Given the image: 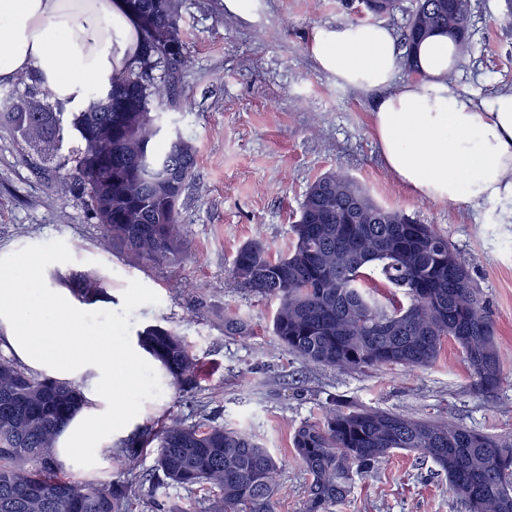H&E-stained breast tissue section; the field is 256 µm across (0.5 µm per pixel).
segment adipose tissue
<instances>
[{
  "instance_id": "ef3b65f1",
  "label": "adipose tissue",
  "mask_w": 512,
  "mask_h": 512,
  "mask_svg": "<svg viewBox=\"0 0 512 512\" xmlns=\"http://www.w3.org/2000/svg\"><path fill=\"white\" fill-rule=\"evenodd\" d=\"M0 79L36 73L69 111H81L88 83L108 85L139 51L136 21L121 0H0ZM309 50L337 81L381 92L373 131L388 170L411 193L439 203L512 201V90L483 104L448 77L451 38L417 48L416 78L394 87L402 67L383 23L313 29ZM46 257L0 256V349L29 373L75 386L83 405L58 433L64 465H99L136 426L128 398L148 354L137 340L87 332L91 308L71 289L43 284Z\"/></svg>"
}]
</instances>
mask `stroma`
Segmentation results:
<instances>
[{
  "label": "stroma",
  "instance_id": "1",
  "mask_svg": "<svg viewBox=\"0 0 512 512\" xmlns=\"http://www.w3.org/2000/svg\"><path fill=\"white\" fill-rule=\"evenodd\" d=\"M471 56L452 73L457 90L480 101L512 88V29L498 18L505 0H470ZM361 0H259L255 17L224 0H184L185 63L179 106L165 112L196 148V167L180 201L185 254L169 265L131 261L105 244L102 229L73 194L60 193L53 164L8 124L0 125V248L42 251L68 274L100 279L86 319L125 342L150 325L175 328L202 368L183 392L141 368L130 402L142 425L212 418L252 435L280 461L276 512H303L306 476L291 445L301 423L328 403L358 405L436 422H454L512 439V223L504 206L473 207L414 197L386 167L372 132L380 95L337 82L309 52L315 27L369 23ZM331 172L348 175L379 205L433 225L474 278L496 322L503 382L479 392L458 347L445 342L431 367L342 372L290 354L272 333L274 301L230 275L236 252L259 238L286 252L308 186ZM239 315L253 334L225 335ZM336 512H460L448 479L432 462L394 453L357 477Z\"/></svg>",
  "mask_w": 512,
  "mask_h": 512
}]
</instances>
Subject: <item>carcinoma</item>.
Segmentation results:
<instances>
[{
	"mask_svg": "<svg viewBox=\"0 0 512 512\" xmlns=\"http://www.w3.org/2000/svg\"><path fill=\"white\" fill-rule=\"evenodd\" d=\"M139 22L138 58L114 73L109 90H86L88 106L68 112L59 101L35 112H1L44 151L79 132L77 146L55 157L64 185H73L106 240L128 258L153 265L183 253L179 201L195 165V148L166 135L160 111L176 104L175 73L184 63L183 0H125ZM468 0H418L404 27V64L419 70L417 45L430 30L452 38L458 54L472 52ZM287 253L274 256L251 240L236 253L231 274L251 292L277 302L272 330L295 356L355 371L376 366L427 367L450 340L483 393L503 380L495 322L448 239L431 225L373 201L353 179L329 173L315 180L290 228ZM395 288L408 305H388L378 286ZM74 294L96 298L101 281L73 277ZM224 335L246 338L250 326L224 318ZM140 345L183 391L198 365L172 328L150 325ZM80 393L28 373L0 356V512H131L143 486L134 473L140 452L153 447L150 479L187 490L206 484L219 496L203 512H275L279 461L251 435L220 424L173 422L146 426L117 454L120 474L97 482L62 475L52 452L60 428L80 407ZM293 448L308 475L305 512H335L355 477L396 450L431 460L465 512H512V442L454 423L419 420L355 405L328 407L302 424Z\"/></svg>",
	"mask_w": 512,
	"mask_h": 512,
	"instance_id": "cac0c4a2",
	"label": "carcinoma"
}]
</instances>
